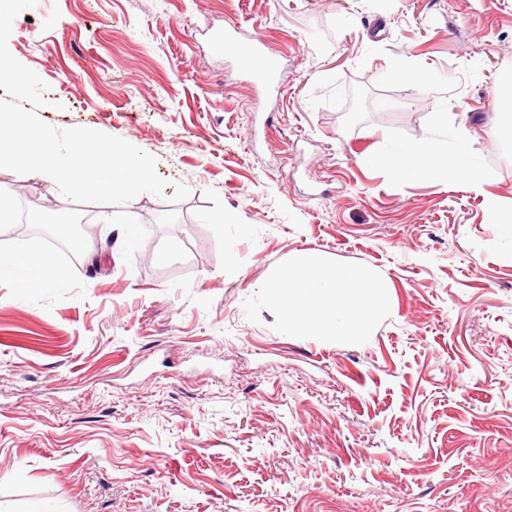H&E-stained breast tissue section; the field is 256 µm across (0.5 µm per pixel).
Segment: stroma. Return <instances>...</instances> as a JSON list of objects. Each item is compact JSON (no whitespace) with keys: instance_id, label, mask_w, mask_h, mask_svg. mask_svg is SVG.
<instances>
[{"instance_id":"35a3bbf8","label":"stroma","mask_w":512,"mask_h":512,"mask_svg":"<svg viewBox=\"0 0 512 512\" xmlns=\"http://www.w3.org/2000/svg\"><path fill=\"white\" fill-rule=\"evenodd\" d=\"M216 31L263 40L276 89ZM8 46L44 122L170 185L102 226L0 169L29 226L93 223L75 263L29 237L43 288L0 277V512H512V237L486 203L512 206V0H38ZM459 124L484 194L378 161ZM307 257L387 282L367 336L289 333L262 284Z\"/></svg>"}]
</instances>
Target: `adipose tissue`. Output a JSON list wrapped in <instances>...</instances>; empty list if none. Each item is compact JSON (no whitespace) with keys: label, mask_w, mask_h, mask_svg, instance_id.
Returning a JSON list of instances; mask_svg holds the SVG:
<instances>
[{"label":"adipose tissue","mask_w":512,"mask_h":512,"mask_svg":"<svg viewBox=\"0 0 512 512\" xmlns=\"http://www.w3.org/2000/svg\"><path fill=\"white\" fill-rule=\"evenodd\" d=\"M469 146L465 127L457 129L454 153L440 152L430 142L420 140L401 145L385 155L383 164L394 174L438 177L449 182L464 181L481 188V171L465 165ZM19 277L21 287L45 285L55 274L49 255L31 251L18 243L0 254V272ZM267 294L277 303L289 332L298 336L327 334L353 339L364 336L386 301L385 282L370 272L339 270L316 261L291 266L265 282Z\"/></svg>","instance_id":"adipose-tissue-1"}]
</instances>
